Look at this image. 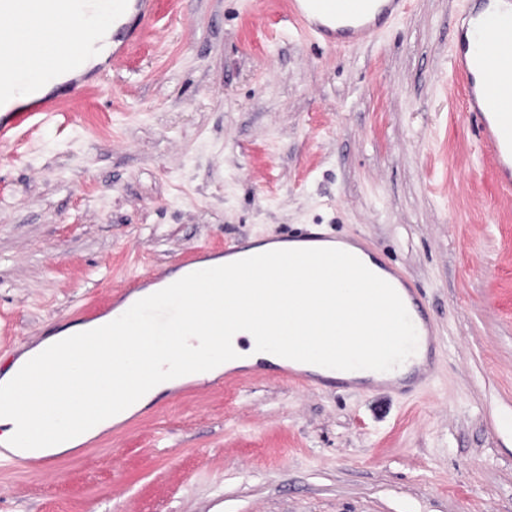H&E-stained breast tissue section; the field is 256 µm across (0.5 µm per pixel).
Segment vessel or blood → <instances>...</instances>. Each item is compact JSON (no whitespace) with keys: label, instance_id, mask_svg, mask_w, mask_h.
<instances>
[{"label":"vessel or blood","instance_id":"obj_1","mask_svg":"<svg viewBox=\"0 0 512 512\" xmlns=\"http://www.w3.org/2000/svg\"><path fill=\"white\" fill-rule=\"evenodd\" d=\"M155 0H0V93L5 89H20L17 79L21 57L36 58L52 52V68L65 71L79 60L76 50L63 47L49 50L45 40L19 41L20 23L40 24L51 30L61 23L92 29L94 10L112 17L116 28L112 33V57H126L138 43L141 30L155 15ZM405 0H289L287 17L302 34L312 36L333 48L355 43L376 41L380 30L390 20L402 15ZM455 47L451 69L456 84L465 97L467 115L479 132L480 149L491 165L493 184L498 195L512 198V0H477L454 19ZM76 91L67 97H57L40 103L27 112L0 115V140L14 141L29 129L55 121L63 110H75ZM309 269L300 279L306 297L323 305L328 314L318 326L323 341L313 351L305 352V360L314 363L311 371L301 372L283 364L280 374L291 384L305 386L323 381L336 370L350 373L363 367L386 371L403 344L414 343L427 353L436 350L432 325L426 315L421 293L406 278H398L396 286L379 289L373 302L380 307L385 320L377 340L353 353L346 364H338L341 345L336 333L347 325L344 306L339 299L319 288L318 270H331L340 261L334 251L318 250ZM204 252L196 251L182 257L178 263L186 276L184 288H220L225 274L221 269L205 267ZM131 292L98 299L75 311V318L93 322L101 313L112 315V333L129 335L138 326L154 327L165 334L172 330L173 321L159 316L155 306L133 304ZM28 381L26 372H19L10 390L0 389V411L14 410ZM10 462L21 469L33 463L54 464L53 456H37L32 448L21 447L8 454Z\"/></svg>","mask_w":512,"mask_h":512}]
</instances>
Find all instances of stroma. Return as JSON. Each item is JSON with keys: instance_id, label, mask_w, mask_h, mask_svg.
Listing matches in <instances>:
<instances>
[{"instance_id": "1", "label": "stroma", "mask_w": 512, "mask_h": 512, "mask_svg": "<svg viewBox=\"0 0 512 512\" xmlns=\"http://www.w3.org/2000/svg\"><path fill=\"white\" fill-rule=\"evenodd\" d=\"M466 0H407L371 44L280 37L286 0H162L61 126L0 150V352L187 253L357 238L425 298L427 382L314 389L254 367L157 395L0 512H512V198L448 83Z\"/></svg>"}]
</instances>
